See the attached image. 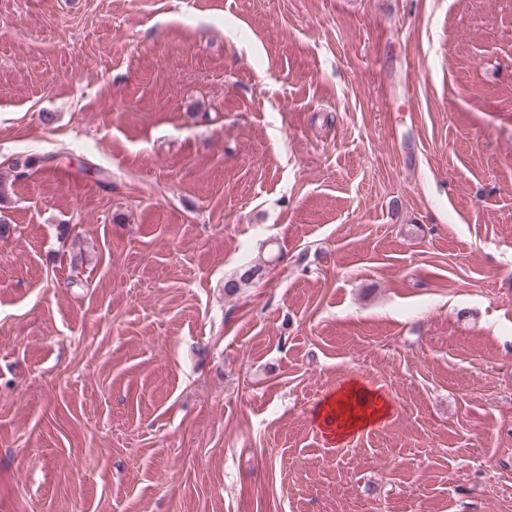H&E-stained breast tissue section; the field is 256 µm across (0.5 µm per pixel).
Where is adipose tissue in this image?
Instances as JSON below:
<instances>
[{"mask_svg": "<svg viewBox=\"0 0 512 512\" xmlns=\"http://www.w3.org/2000/svg\"><path fill=\"white\" fill-rule=\"evenodd\" d=\"M388 412L386 401L377 392L352 382L323 402L320 417L333 421L337 436H345L376 424Z\"/></svg>", "mask_w": 512, "mask_h": 512, "instance_id": "obj_1", "label": "adipose tissue"}]
</instances>
